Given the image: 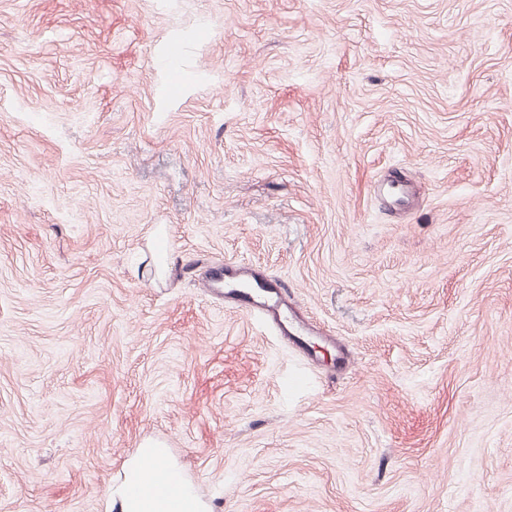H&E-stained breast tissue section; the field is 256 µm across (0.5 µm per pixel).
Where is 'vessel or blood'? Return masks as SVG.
Instances as JSON below:
<instances>
[{
    "instance_id": "1",
    "label": "vessel or blood",
    "mask_w": 512,
    "mask_h": 512,
    "mask_svg": "<svg viewBox=\"0 0 512 512\" xmlns=\"http://www.w3.org/2000/svg\"><path fill=\"white\" fill-rule=\"evenodd\" d=\"M205 286L223 295L225 303L246 308L293 346H301L313 333L310 325L297 316L287 288L271 285L249 266L225 264L207 278Z\"/></svg>"
}]
</instances>
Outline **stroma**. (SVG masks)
Returning <instances> with one entry per match:
<instances>
[{
  "label": "stroma",
  "mask_w": 512,
  "mask_h": 512,
  "mask_svg": "<svg viewBox=\"0 0 512 512\" xmlns=\"http://www.w3.org/2000/svg\"><path fill=\"white\" fill-rule=\"evenodd\" d=\"M148 440L206 512H512V0H0V512ZM205 288L224 296V302L234 308H246L293 346L300 347L307 336L315 334L310 325L297 316L288 289L271 285L247 265L225 263L206 279Z\"/></svg>",
  "instance_id": "35a3bbf8"
}]
</instances>
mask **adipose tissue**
Here are the masks:
<instances>
[{
	"label": "adipose tissue",
	"mask_w": 512,
	"mask_h": 512,
	"mask_svg": "<svg viewBox=\"0 0 512 512\" xmlns=\"http://www.w3.org/2000/svg\"><path fill=\"white\" fill-rule=\"evenodd\" d=\"M121 512H185L193 492L169 465L165 449L155 444L139 448L123 484L112 491Z\"/></svg>",
	"instance_id": "ef3b65f1"
}]
</instances>
